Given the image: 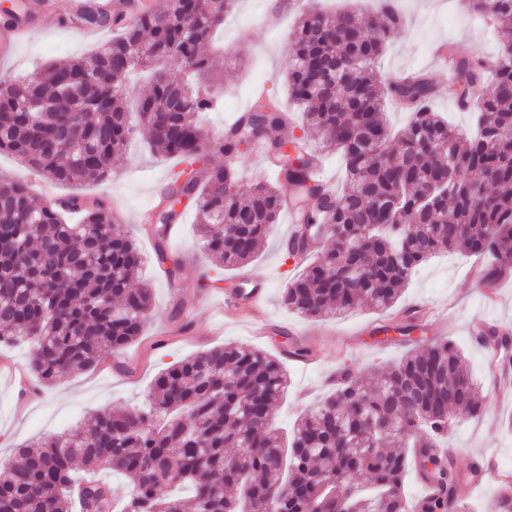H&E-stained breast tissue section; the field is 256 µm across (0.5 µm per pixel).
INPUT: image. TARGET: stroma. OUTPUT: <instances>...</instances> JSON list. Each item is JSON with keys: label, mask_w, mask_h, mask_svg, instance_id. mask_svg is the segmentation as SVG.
Masks as SVG:
<instances>
[{"label": "stroma", "mask_w": 512, "mask_h": 512, "mask_svg": "<svg viewBox=\"0 0 512 512\" xmlns=\"http://www.w3.org/2000/svg\"><path fill=\"white\" fill-rule=\"evenodd\" d=\"M276 0H238L216 41L224 53V72L215 91L222 107L203 119L204 140L208 145L202 159L221 164L225 156L216 144L225 123L233 120L246 105L255 86L264 87L280 102H287L286 77L288 48L297 24V13L284 18L280 28H266L261 17ZM404 24L390 37L377 69L382 82L404 73H424L439 88L451 82L446 72L433 66V50L441 42L452 43L464 58H478L495 52L496 42L485 24L461 8L458 0H395ZM33 33L18 43L13 53L0 57V73L22 75L35 64L76 58L111 40L106 29L88 37L81 26L62 14H35ZM146 131L140 130L131 141L124 159L114 166L110 178L101 184L57 187L58 197L78 195L103 200L113 210L124 231L133 236L145 254H152L153 242L144 235L138 222L141 210L157 203L175 165L174 159L150 152L144 146ZM279 234L271 232L261 246L254 268L271 275L266 312L271 320L297 332L299 347L317 354L320 365L304 370L294 364L285 369L291 381L287 395L272 411L277 428L288 430L330 391L324 378L328 369L339 366L365 370H385L400 360L408 345L372 350L366 327L385 319L382 311L355 308L324 320L300 317L284 306L282 294L294 272L282 264ZM167 249L187 262V271L178 281H168L155 265H146L142 282L154 290L155 314L145 325L141 338L95 367L61 372L51 386L37 390L0 385V464L14 461L20 446L52 435L68 432L94 413L120 412L148 395L154 379L169 366L188 356L228 343H245L274 357L284 358L287 346L282 337H256L234 324H222L218 312L209 311L207 300L219 299L221 292H204L198 286L196 270L208 266L197 233V213L187 205L184 219L175 235L169 236ZM472 257L441 253L424 263L398 300L397 309L418 301L445 304L451 319L447 338L462 350L473 378L483 390L482 417L455 421L447 445L455 466L468 471L474 456L487 452L496 458L500 471L512 473V430L488 429L487 419L512 417V402L497 403L490 389V372L481 351L471 338L472 315L480 314L499 328L512 330V278L498 289L499 300L486 305L481 289L467 280ZM184 304L188 319L175 317V304Z\"/></svg>", "instance_id": "1"}]
</instances>
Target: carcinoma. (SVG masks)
Masks as SVG:
<instances>
[{
	"mask_svg": "<svg viewBox=\"0 0 512 512\" xmlns=\"http://www.w3.org/2000/svg\"><path fill=\"white\" fill-rule=\"evenodd\" d=\"M237 2L162 0L133 24L121 15L77 17L116 35L86 56L0 78V154L52 184L106 180L135 133L123 102L126 75L140 69L149 72L138 108L146 144L183 163L196 159L199 118L220 106L211 92L220 66L211 36ZM467 2L493 23L499 49L489 65L443 44L454 78L468 85L491 76L492 92L476 101L448 91L474 108L475 129L466 138L433 110L436 90L425 76L385 90L376 82L375 61L402 24L393 4L386 0L379 17L353 8L306 11L289 46L288 96L303 125L320 133L317 150L340 155L343 190L309 184L313 154L304 138L288 127L279 102L258 99L217 147L235 157L277 128L268 150L280 178L243 185L231 163L173 173L146 228L166 278L173 282L184 269L166 248L182 199L202 214L201 247L215 268H235L256 259L279 219L284 187L299 198L302 235L335 225L283 292L284 305L307 319L361 304L394 306L440 252L492 258L488 283L512 274V0ZM174 59L185 67L179 80L167 69ZM387 94L413 115L396 139L385 118ZM392 140L409 162L405 169L384 153ZM68 205L83 211L81 223L63 222L56 204L37 205L24 180L0 179V342L30 341L28 368L45 383L121 350L153 313L152 289L136 283L142 252L117 228L112 209L77 197ZM418 331L408 320L385 323L377 334ZM472 336L502 351L508 346L494 330ZM287 386L281 362L248 345L188 356L161 373L139 405L19 448L15 463L0 466V512H114L118 503L122 512H244L249 504L272 512H406L409 462L440 486L422 512H455L449 491L460 475L451 453L432 448L448 434L449 409L473 417L482 408L455 345L420 346L387 371H350L297 421L286 446L271 410ZM102 469L124 483L101 480Z\"/></svg>",
	"mask_w": 512,
	"mask_h": 512,
	"instance_id": "obj_1",
	"label": "carcinoma"
}]
</instances>
